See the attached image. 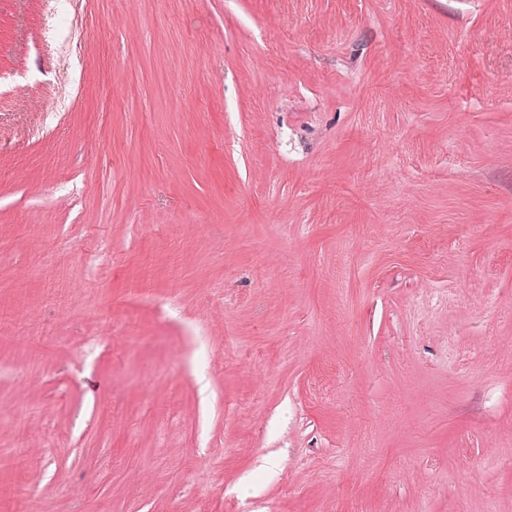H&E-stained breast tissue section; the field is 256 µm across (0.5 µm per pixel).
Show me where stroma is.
Here are the masks:
<instances>
[{"label":"stroma","instance_id":"stroma-1","mask_svg":"<svg viewBox=\"0 0 512 512\" xmlns=\"http://www.w3.org/2000/svg\"><path fill=\"white\" fill-rule=\"evenodd\" d=\"M510 32L0 0V512H512Z\"/></svg>","mask_w":512,"mask_h":512}]
</instances>
